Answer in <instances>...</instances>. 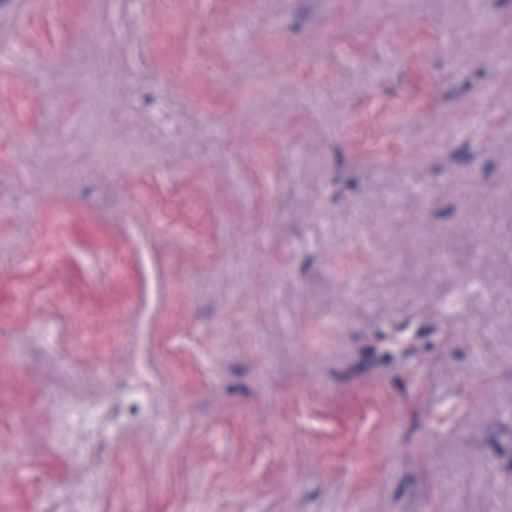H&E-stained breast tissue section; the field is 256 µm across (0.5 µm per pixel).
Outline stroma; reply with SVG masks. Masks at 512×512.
Instances as JSON below:
<instances>
[{
  "label": "stroma",
  "instance_id": "35a3bbf8",
  "mask_svg": "<svg viewBox=\"0 0 512 512\" xmlns=\"http://www.w3.org/2000/svg\"><path fill=\"white\" fill-rule=\"evenodd\" d=\"M0 5V512H512V0Z\"/></svg>",
  "mask_w": 512,
  "mask_h": 512
}]
</instances>
